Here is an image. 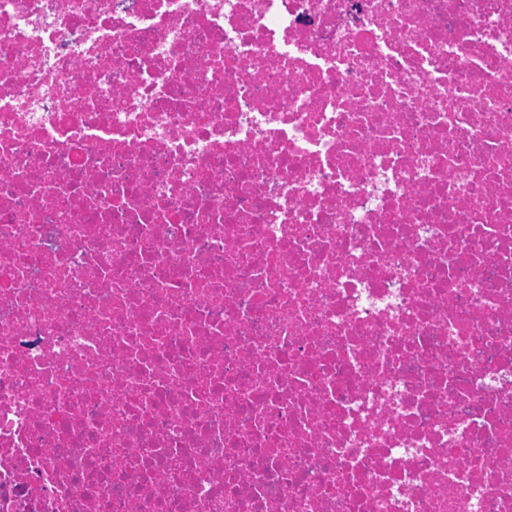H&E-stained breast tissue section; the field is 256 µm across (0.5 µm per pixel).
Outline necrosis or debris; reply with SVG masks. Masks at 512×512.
Wrapping results in <instances>:
<instances>
[{"mask_svg": "<svg viewBox=\"0 0 512 512\" xmlns=\"http://www.w3.org/2000/svg\"><path fill=\"white\" fill-rule=\"evenodd\" d=\"M0 512H512V0H0Z\"/></svg>", "mask_w": 512, "mask_h": 512, "instance_id": "necrosis-or-debris-1", "label": "necrosis or debris"}]
</instances>
